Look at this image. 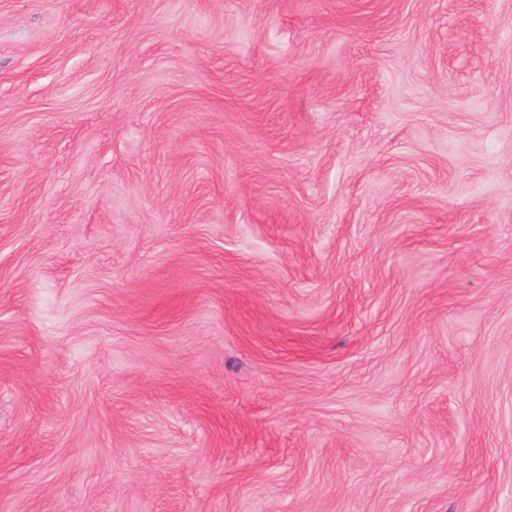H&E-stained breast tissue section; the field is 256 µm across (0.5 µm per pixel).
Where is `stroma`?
I'll use <instances>...</instances> for the list:
<instances>
[{"label": "stroma", "mask_w": 512, "mask_h": 512, "mask_svg": "<svg viewBox=\"0 0 512 512\" xmlns=\"http://www.w3.org/2000/svg\"><path fill=\"white\" fill-rule=\"evenodd\" d=\"M0 512H512V0H0Z\"/></svg>", "instance_id": "35a3bbf8"}]
</instances>
